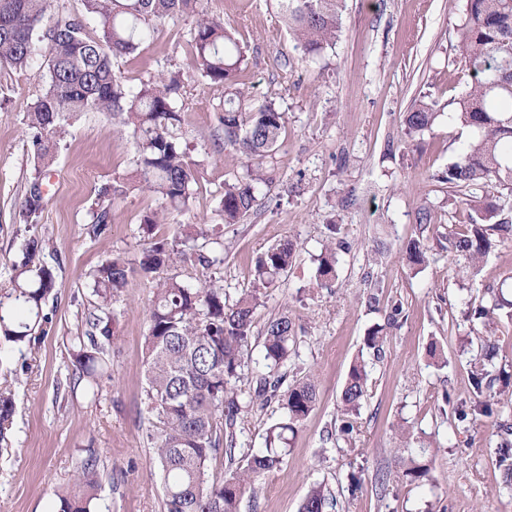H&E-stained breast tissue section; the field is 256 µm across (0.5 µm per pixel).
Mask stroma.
<instances>
[{"instance_id": "1", "label": "stroma", "mask_w": 512, "mask_h": 512, "mask_svg": "<svg viewBox=\"0 0 512 512\" xmlns=\"http://www.w3.org/2000/svg\"><path fill=\"white\" fill-rule=\"evenodd\" d=\"M202 6L244 47L241 81L250 101H276L287 119L281 146L266 161L275 182L243 223L225 224L221 212L224 183L244 174L246 160L224 145L223 88L194 67V17L158 22L140 54L119 59L115 69L131 85L161 70L182 71V133L192 156L207 160L189 209L170 211L158 234L173 235L182 224L219 226L223 284L232 298L251 287L255 261L268 247L286 238L297 245L253 331L289 313L298 346L284 369L292 377L314 373L319 400L285 463L263 477L257 497H243L240 512H297L315 483L335 495L339 512H512V488L504 487L497 463L503 442L512 441V406L473 412L479 396L471 384L480 365L512 381V317L500 314L496 349L487 357L474 315L489 290L512 277V239L477 270L450 262L441 241L469 214L442 179L463 142L455 112L472 83L455 51L463 0H347L335 47L314 61L295 49L274 0ZM45 88L43 67H0V289L9 287L32 237L49 239L54 253L44 261L57 281L44 307L47 334L35 349L0 340V382L15 400L0 443V512H57V491L71 486L90 449L101 483L95 512H164L143 404L151 281L131 278L116 304L115 343L97 401L70 388L67 349L94 301L90 271L112 253L136 252L139 224L160 202L128 185L109 203L106 230L94 232L97 193L132 173L134 150L110 118L89 113L73 120L57 145L37 222L18 223L33 173L25 115ZM423 92L438 101L441 115L411 142L402 119ZM426 210L432 220L423 226ZM331 235L349 249L340 253L336 287L327 292L313 284L312 257ZM413 237L429 247L427 263L417 268L405 256ZM396 304L402 313L392 325ZM377 326L385 335L379 356L364 345ZM359 357L368 365L367 396L346 436L338 403ZM462 409L467 419H460ZM415 461L430 464L431 481L404 478Z\"/></svg>"}]
</instances>
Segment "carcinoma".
<instances>
[{
  "instance_id": "1",
  "label": "carcinoma",
  "mask_w": 512,
  "mask_h": 512,
  "mask_svg": "<svg viewBox=\"0 0 512 512\" xmlns=\"http://www.w3.org/2000/svg\"><path fill=\"white\" fill-rule=\"evenodd\" d=\"M83 5L84 18L56 10L46 26L52 0H0V67L21 72L40 62L46 69L45 93L25 116L32 130L35 176L19 222L32 224L41 213L44 197L38 185L70 121L98 112L123 128L134 148L138 187L161 200L163 209L143 217L137 258L115 253L90 274L97 302L86 316L85 332L69 339L73 385H84L94 398L102 394L117 317L114 303L134 275L151 279L143 395L164 512H238L244 495H258L260 478L282 466L288 433L295 432L317 402L315 374L287 385L281 372L297 347L296 325L288 314L270 319L262 335H253L258 310L265 306L263 289L287 276L295 245L283 240L263 252L252 286L231 302L222 278L210 275L220 271L224 252L212 247L207 225L182 224L170 238L154 235L164 223V211L189 208L200 178L201 161L187 152L180 136L184 74L171 70L128 85L114 70V60L138 55L157 21L196 16L194 63L203 78L224 88V146L248 160L243 176L224 182L220 205L226 224L244 221L258 206L260 187L272 186L265 163L279 147L286 114L272 100L247 103L240 82L245 51L233 32L203 10L201 0H83ZM276 7L295 48L305 56L314 59L334 48L346 0H276ZM87 20L94 22L98 37L84 33ZM457 33L459 62L474 81L457 112L467 138L443 180L466 196L471 215L463 232L448 234V249L475 267L492 247L487 225L506 235L512 232L509 222L497 219L499 205L486 191L492 185L512 196V0H464ZM440 115L436 100L419 97L404 116L405 135L414 138L431 130ZM124 189L126 183L118 177L100 190L94 231L108 225L105 200ZM47 248L43 238L28 240L26 260L13 265L11 288L0 289V336L8 342L34 345L37 333H45L49 317L43 306L57 288L53 269L40 262ZM340 249L330 240L315 256L317 287H334ZM187 262L204 274L196 285L172 273ZM504 304L506 300L494 297L475 315L491 329L495 311ZM256 345L262 371L251 378ZM367 379V364L355 361L341 392L342 414L359 412ZM274 401L281 417L270 427L266 447L236 453L239 425L253 410ZM14 409L11 390L0 388V438ZM219 455L227 458L228 469L216 481L209 469ZM73 485L75 490L57 493L58 512H93L100 489L94 452L80 460ZM336 507V497L314 484L298 512H336Z\"/></svg>"
}]
</instances>
